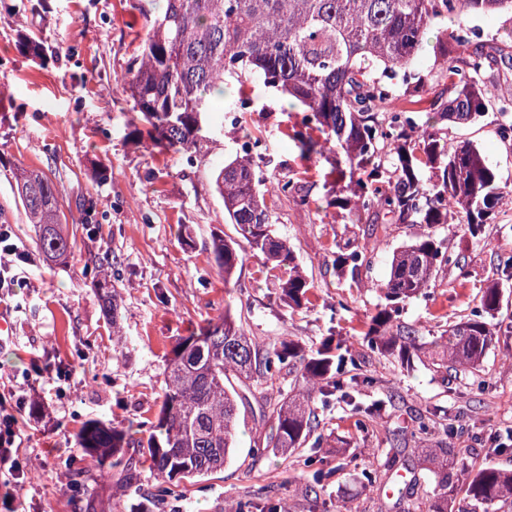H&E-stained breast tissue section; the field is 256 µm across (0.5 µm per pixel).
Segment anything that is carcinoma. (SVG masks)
<instances>
[{"label": "carcinoma", "mask_w": 512, "mask_h": 512, "mask_svg": "<svg viewBox=\"0 0 512 512\" xmlns=\"http://www.w3.org/2000/svg\"><path fill=\"white\" fill-rule=\"evenodd\" d=\"M136 0L145 35L138 63L115 78V89L151 127L160 153L192 156L215 134L213 97L225 95L224 81L248 74L269 90L292 97L301 121L292 127L300 156L330 165L326 205L358 221L417 226L420 232L397 247L389 274L377 284L381 302L364 338L371 350L409 368L425 358L439 374L481 370L498 336L496 315L502 290L512 286V255H502L497 278L482 289L469 317L448 323L439 334L420 335L400 322L405 306L430 296L439 274L460 258L439 229L454 224L479 243L485 224L504 199L497 175L483 152L469 141L448 143L443 123H475L488 111L500 114L497 134L512 143V93L487 96L483 77L505 59L503 50H484L474 19L496 16L512 25V0H165L154 15ZM451 27H445V24ZM436 33L442 60L443 95H431L427 76L416 71L429 33ZM24 52L45 58L35 33L22 36ZM407 85L409 101L392 110L393 80ZM428 113L418 123L412 114ZM433 179L426 182L422 173ZM257 159L235 158L220 165L215 188L237 239L215 234L210 243L216 266L229 281L251 255L283 272L279 300L296 309L310 303L311 285L295 263L288 243L275 234L266 204L275 186ZM15 188L36 244L46 261L62 263L74 242L64 233L66 218L53 182L38 169L23 170ZM366 245L336 242V270L356 274ZM102 308L114 318L117 293L101 284ZM350 346L328 339L313 353L284 337L264 347L246 336L231 309L224 317L181 337L166 356L158 417L138 440L101 421L80 429L77 448L95 458L98 477L129 489L140 470L161 489L191 483L220 471L236 448L241 409L264 395L263 384L288 368L298 372L297 388L270 411L266 447L286 453L309 441L315 405L374 379L350 374ZM458 431L443 425L434 447L416 448L420 464L434 476L426 512H453L462 495L468 512L512 508V469L476 468L461 463L448 470Z\"/></svg>", "instance_id": "cac0c4a2"}]
</instances>
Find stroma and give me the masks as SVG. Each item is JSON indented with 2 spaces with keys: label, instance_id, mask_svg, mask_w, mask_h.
Here are the masks:
<instances>
[{
  "label": "stroma",
  "instance_id": "35a3bbf8",
  "mask_svg": "<svg viewBox=\"0 0 512 512\" xmlns=\"http://www.w3.org/2000/svg\"><path fill=\"white\" fill-rule=\"evenodd\" d=\"M132 0H5L14 19H0V225H10L28 252L16 263L18 283L4 297L15 334L0 344L1 410L18 422L16 454L23 480L0 479V512H86L83 491L71 474L90 467L76 448L84 423L99 420L145 434L162 400L165 356L175 342L232 308L248 336L263 346L282 336L306 350L329 336L347 338L355 371L373 378L358 401L391 397L384 414L355 428L356 414L342 400L318 408L321 448L304 446L283 454L253 446L265 431L250 424L224 469L174 488L157 512H227L232 500L255 512L272 500L290 512H396L378 488L356 475L382 469L393 443H404L409 466L417 467L420 416L453 424L459 434L455 457L476 465L512 469V446L494 451L493 433L512 428V292L496 318L497 343L478 374L441 379L427 365L406 369L373 353L363 337L380 302L377 283L386 277L394 248L413 238L407 226L352 223L346 211L326 207V162L301 159L290 136L297 112L281 95L254 79L243 88L254 102L244 126L260 137L263 168L274 179L291 180L309 195H271L267 204L278 234L288 242L312 285L308 308L292 310L276 297L279 273L254 257L224 277L210 253L212 234L234 236L214 191L216 168L234 158L239 141L215 135L193 157L151 154L145 123L129 99L113 89V78L133 67L144 36ZM36 31L46 61L25 54L22 35ZM501 117L488 112L474 124H449L448 137L477 145L495 168L509 197L484 239L472 243L456 225L441 234L461 268L440 274L430 297L410 303L401 321L425 332L469 316L492 279L497 257L512 251V149L496 130ZM42 170L55 184L65 212L92 201L89 223H69L74 255L47 265L37 248L16 194L13 174ZM368 247L357 276L336 270V240ZM118 293V317L108 320L97 294L101 278ZM317 455L329 477L322 485L306 478L303 462ZM157 488L142 475L128 493L109 482L95 487L96 512H134Z\"/></svg>",
  "mask_w": 512,
  "mask_h": 512
}]
</instances>
